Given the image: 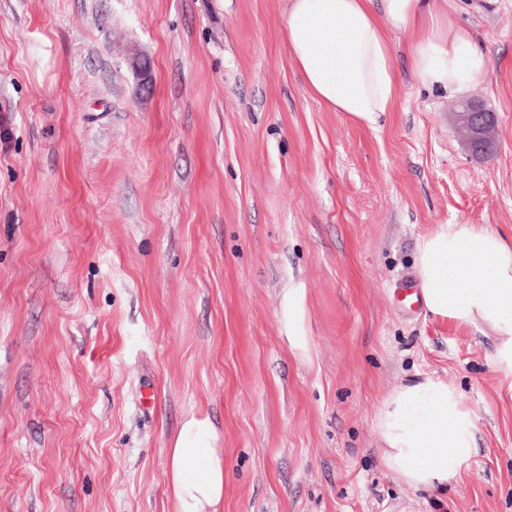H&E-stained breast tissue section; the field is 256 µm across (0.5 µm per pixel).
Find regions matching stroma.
<instances>
[{
  "label": "stroma",
  "instance_id": "35a3bbf8",
  "mask_svg": "<svg viewBox=\"0 0 512 512\" xmlns=\"http://www.w3.org/2000/svg\"><path fill=\"white\" fill-rule=\"evenodd\" d=\"M456 4L486 74L426 89L395 43L396 107L366 125L309 93L286 0H0V512H178L166 450L193 415L224 512H512L491 334L401 293L435 225L512 236V0ZM465 98L497 116L481 159ZM417 374L473 413L444 495L378 454L374 416ZM303 294L300 288H288L283 306L288 322V342L299 350H306V339L301 331L303 314Z\"/></svg>",
  "mask_w": 512,
  "mask_h": 512
}]
</instances>
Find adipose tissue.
I'll return each instance as SVG.
<instances>
[{"mask_svg": "<svg viewBox=\"0 0 512 512\" xmlns=\"http://www.w3.org/2000/svg\"><path fill=\"white\" fill-rule=\"evenodd\" d=\"M448 8L447 0H287L288 54L321 104L372 124L397 102L393 38L410 44L413 73L425 87L462 94L486 73L487 56ZM416 269L428 312L493 335V360L512 391V242L477 224H439L421 239ZM374 426L383 467L418 492L456 483L475 447L463 395L431 376L392 390ZM216 442L209 418L181 423L167 450L168 490L179 512H223Z\"/></svg>", "mask_w": 512, "mask_h": 512, "instance_id": "adipose-tissue-1", "label": "adipose tissue"}]
</instances>
